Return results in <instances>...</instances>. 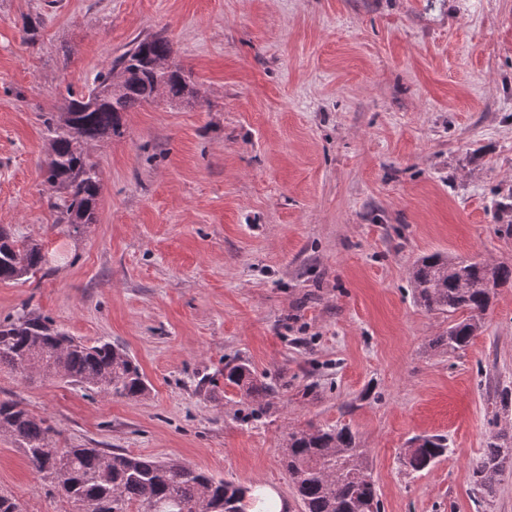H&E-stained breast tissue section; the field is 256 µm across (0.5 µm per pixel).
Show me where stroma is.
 <instances>
[{
  "label": "stroma",
  "mask_w": 512,
  "mask_h": 512,
  "mask_svg": "<svg viewBox=\"0 0 512 512\" xmlns=\"http://www.w3.org/2000/svg\"><path fill=\"white\" fill-rule=\"evenodd\" d=\"M156 33L197 98L124 113L91 149L96 222L58 223L45 119ZM511 195L512 0H0V225L50 259L0 284V321L25 308L121 345L149 386L127 400L4 368L0 399L60 447L261 482L288 512L285 434L347 425L381 512H512V473L483 503L469 480L512 437V288L449 352L447 316L408 286L435 252L512 262ZM233 359L279 384L262 422L224 383ZM433 434L447 456L412 471L408 439ZM0 489L72 512L1 433Z\"/></svg>",
  "instance_id": "35a3bbf8"
}]
</instances>
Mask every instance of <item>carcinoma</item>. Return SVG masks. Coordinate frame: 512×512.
Wrapping results in <instances>:
<instances>
[{"label": "carcinoma", "instance_id": "cac0c4a2", "mask_svg": "<svg viewBox=\"0 0 512 512\" xmlns=\"http://www.w3.org/2000/svg\"><path fill=\"white\" fill-rule=\"evenodd\" d=\"M120 94L103 98L115 77ZM192 100L197 90L175 61L171 41L155 34L135 38L99 73L86 91L68 92L57 114L46 119L49 154L46 180L58 191L53 203L59 224H92L101 195L98 166L88 147L122 134V114L158 98ZM42 245L0 227V283L28 281L47 266ZM413 302L448 315V329L433 343L448 351L466 348L489 310V293L512 287V263H486L441 253L422 257L409 273ZM19 374L43 372L104 395L136 400L147 390L140 366L115 344L88 343L25 309L0 322V368ZM224 384L237 388L260 418L273 388L245 362L224 364ZM5 432L39 479L55 484V430L46 419L13 400H0V432ZM285 463L302 512H380L376 485L357 432L331 426L288 433ZM448 453L443 436L416 437L405 451L411 470L420 472ZM63 495L74 512H244L248 487L191 469L178 462L132 455L117 448H72L65 457ZM512 471V444L493 437L471 467V482L483 499L496 492L497 477Z\"/></svg>", "mask_w": 512, "mask_h": 512}]
</instances>
